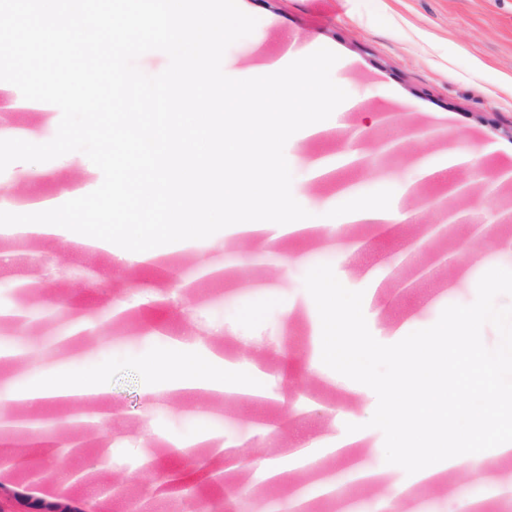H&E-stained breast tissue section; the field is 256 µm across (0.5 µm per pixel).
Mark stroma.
Wrapping results in <instances>:
<instances>
[{"label": "stroma", "mask_w": 512, "mask_h": 512, "mask_svg": "<svg viewBox=\"0 0 512 512\" xmlns=\"http://www.w3.org/2000/svg\"><path fill=\"white\" fill-rule=\"evenodd\" d=\"M242 22L213 56L214 73L245 72L282 55L287 48H317L333 62L328 76L341 79L356 111L339 127L299 145L280 143L279 176L289 200L319 227L306 238L267 243L242 238L210 214L200 238L156 263L119 268L99 254L97 278H89L74 245L51 236L0 234V266L10 288L0 308L47 307L38 321L8 322L5 333L21 337L26 351L0 359V397L43 374L101 381L109 390L111 430L96 435L116 463L145 466L144 475L105 470L101 484H118L117 494L88 497L84 486L60 485L53 472L27 477L23 469H0V507L32 512L54 504L63 512H127L131 502L152 504L159 489L168 496L164 512H190L202 498L210 512H259L260 506L307 494L308 512H346L365 499L388 508V490L409 493L399 512H420L423 500L440 512H465L461 492L467 473L453 471L434 485L418 484L401 462L394 434L376 414L377 399L352 392L353 378L337 373L327 359L318 327L323 298L313 286L327 276L338 286V301L357 298L368 283L377 288L362 324L378 354L374 375L388 379L393 364L383 354L391 328L413 317L410 332L425 338L446 320L481 309V347L501 367L493 388L512 409V0H233ZM60 112H23L0 100V139L42 144L52 140ZM456 137L474 157L458 169L456 182L468 194L449 198L444 180L424 179L422 168L444 162L445 135ZM359 148L367 165L347 171L361 201L394 202L419 211L417 222L330 226L345 201L334 187L313 181L308 161L320 154ZM100 169L80 152L46 162L17 161L0 173V218L37 196L72 186L99 187ZM490 198L497 222L494 242L472 238L473 224L448 223L447 207L467 211ZM437 231L426 252L412 244L427 226ZM223 267L234 283L225 292L200 276L204 266ZM468 280L448 288L458 267ZM35 278L33 295L20 296L15 278ZM486 284L487 293L477 291ZM99 316L100 333L80 339L77 354L65 353L49 338L66 326L73 311ZM206 337V350L226 360H248L254 374L247 385L273 395L261 409L274 428L266 435L251 426L254 411L236 395H201L193 405L183 397L153 390L151 363L168 347V334ZM361 431L367 442L357 451L364 470L377 477L361 484L357 475L328 454L344 434ZM223 440L248 468H225L223 457L199 444V436ZM496 434L471 438L462 450L480 449L488 481L499 497L512 498V468L495 453ZM311 447L314 468H287L269 483L261 460Z\"/></svg>", "instance_id": "35a3bbf8"}]
</instances>
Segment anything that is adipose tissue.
<instances>
[{
    "label": "adipose tissue",
    "instance_id": "adipose-tissue-1",
    "mask_svg": "<svg viewBox=\"0 0 512 512\" xmlns=\"http://www.w3.org/2000/svg\"><path fill=\"white\" fill-rule=\"evenodd\" d=\"M139 16V11L131 9L108 20L91 21L83 13L81 0H70L69 9L44 14L41 26L67 35L80 47L81 59L89 62L103 48L119 56L124 48L120 33L137 31ZM153 22L160 36L151 39V46L171 44L185 59L160 89L172 91L188 81L206 86L209 105L199 113L198 123L222 155L224 166L218 192L206 194L203 187L213 180L214 170L207 161L190 157V146L176 125L170 122L145 132V144L156 147L160 161L141 197L157 215L159 232L175 225L181 238L198 237L203 216L218 211L225 223L248 237L306 236L310 219L293 208L270 173L278 165L280 140H310L327 128L329 120L354 109L344 83L326 79L329 60L316 50H290L261 63L250 74L228 71L217 79L210 72V58L238 25L237 17L224 10L219 0H179L176 10H156ZM337 193L348 201L334 218L338 224H398L415 221L417 216L413 210L356 200L351 186L342 183ZM75 199L72 192L35 199L22 209L25 227L71 240ZM314 286L324 297L322 336L327 358L366 385H374L375 378L364 365L370 356L367 341L355 333L360 304L337 305L336 284L325 277H317ZM481 320V313L473 312L437 325L422 339L412 338L404 323L391 332L397 345L396 371L383 389L386 400L380 414L394 432L404 465L414 470L418 482L432 484L445 472L458 469L483 472L482 453L459 454L455 437L447 431L452 401L445 384L452 352L479 361L485 377L495 372V363L482 358ZM198 350L193 337L171 336L168 351L150 368L156 387L187 399L203 393H239L256 404L268 399V392L236 382L223 356H202ZM104 392L103 386L86 381L44 376L22 389L17 398L37 422L53 404L91 399Z\"/></svg>",
    "mask_w": 512,
    "mask_h": 512
}]
</instances>
